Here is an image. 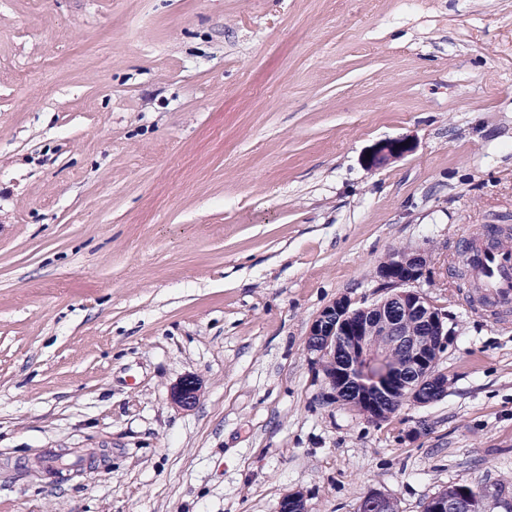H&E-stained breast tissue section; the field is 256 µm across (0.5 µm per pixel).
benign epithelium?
<instances>
[{"mask_svg":"<svg viewBox=\"0 0 512 512\" xmlns=\"http://www.w3.org/2000/svg\"><path fill=\"white\" fill-rule=\"evenodd\" d=\"M416 142L409 136L380 140L362 156L370 170L381 169L413 153ZM431 252L423 247L394 252L379 265L377 275L390 293L370 304L353 305L341 296L324 307L310 325L308 350L316 354L329 386L326 399L356 408L367 420L377 421L403 402L425 406L439 400L447 388L436 364L448 347L446 315L430 304L421 291L429 281ZM379 338L397 349L403 362L393 364L386 355L368 349ZM201 384L195 377L181 380L172 393L183 409L194 407ZM475 491L464 485L454 496L438 495L425 505L427 512H473ZM393 498L380 492L368 494L359 512H387ZM278 512H306L304 496L295 493L282 500Z\"/></svg>","mask_w":512,"mask_h":512,"instance_id":"7a95c632","label":"benign epithelium"}]
</instances>
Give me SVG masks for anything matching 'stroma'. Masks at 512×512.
Listing matches in <instances>:
<instances>
[{
  "instance_id": "obj_1",
  "label": "stroma",
  "mask_w": 512,
  "mask_h": 512,
  "mask_svg": "<svg viewBox=\"0 0 512 512\" xmlns=\"http://www.w3.org/2000/svg\"><path fill=\"white\" fill-rule=\"evenodd\" d=\"M487 224L512 0H0V512H423L458 484L506 512L512 324L456 288ZM415 246L448 387L371 422L307 335ZM416 142L409 136H399L377 141L362 156L363 165L370 170L381 169L391 162L413 153ZM367 153H371L367 158ZM201 384L196 377H186L174 388L173 401L183 409L193 408L200 397Z\"/></svg>"
}]
</instances>
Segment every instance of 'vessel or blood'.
<instances>
[{
    "instance_id": "obj_1",
    "label": "vessel or blood",
    "mask_w": 512,
    "mask_h": 512,
    "mask_svg": "<svg viewBox=\"0 0 512 512\" xmlns=\"http://www.w3.org/2000/svg\"><path fill=\"white\" fill-rule=\"evenodd\" d=\"M463 260L481 283L476 299L485 312L500 322L512 320V245L489 233L472 236L464 245Z\"/></svg>"
}]
</instances>
